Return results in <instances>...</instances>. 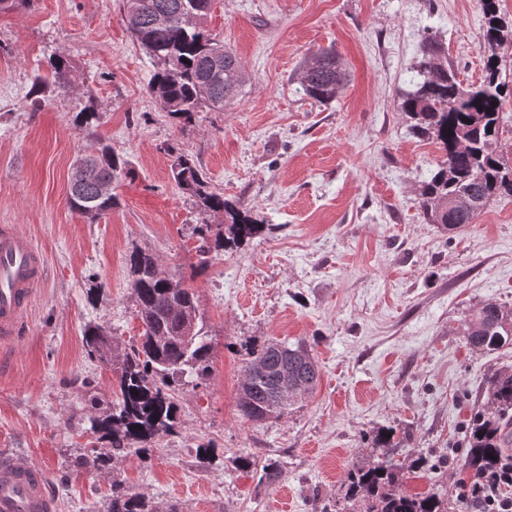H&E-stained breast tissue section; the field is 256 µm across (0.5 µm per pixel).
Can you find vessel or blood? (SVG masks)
<instances>
[{
    "mask_svg": "<svg viewBox=\"0 0 512 512\" xmlns=\"http://www.w3.org/2000/svg\"><path fill=\"white\" fill-rule=\"evenodd\" d=\"M44 268L28 236L10 225L0 227L1 344L18 339ZM0 512H57L45 473L14 454H0Z\"/></svg>",
    "mask_w": 512,
    "mask_h": 512,
    "instance_id": "obj_1",
    "label": "vessel or blood"
}]
</instances>
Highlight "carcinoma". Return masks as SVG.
I'll return each mask as SVG.
<instances>
[{"mask_svg": "<svg viewBox=\"0 0 512 512\" xmlns=\"http://www.w3.org/2000/svg\"><path fill=\"white\" fill-rule=\"evenodd\" d=\"M138 14L124 25L148 51L159 49L169 57L148 85L150 93H160L158 101L168 116L190 123L204 106L224 108L226 95L238 91L246 74L237 57L224 44L211 38L201 25H188L181 12L202 10L206 17L215 0H140ZM485 18L484 45L488 55L484 74L477 85L463 86L456 70L448 65V55L436 40H423L421 56L414 63L409 88L400 92L398 108L409 121L412 133L435 143L442 152L428 180L420 188V207L431 224L455 231L474 220L493 202L512 198V155L503 151V135L512 134L502 106L512 95V74L507 69L505 48H512V28L498 14L496 0H481ZM159 14L171 16L169 24H156ZM224 51V67L210 68L211 54ZM345 73L331 52L321 53L303 70L300 84L308 98L327 104L343 86ZM67 62L50 61V77L33 82V101L41 96L63 93L71 87ZM171 175L178 189L193 201L202 222L198 227L197 267L207 264L212 252L224 251L248 242L263 226L224 198L194 157L174 147ZM84 178L70 186L69 207L96 220L117 206L118 198L102 191L105 183L116 184L133 176L128 162L107 146L82 158ZM226 214L229 224H212L209 217ZM129 270L135 312L142 325L136 344L119 353L106 327L88 324L83 340L90 359L111 365L116 372L118 392L104 402L93 397L95 411L91 430L110 440L112 452L89 448L77 464L103 471L113 458L155 447L173 433L177 423V397L182 386L207 377L213 346L204 331L202 315L193 289L183 282L173 286L162 275L157 255L134 249L129 254ZM466 344L490 353L512 347V309L483 302L469 314L463 329ZM247 362L238 384L236 409L245 420L260 423L277 419L317 389L321 371L304 343H253L246 347ZM288 365V374L301 386L299 396L284 398L280 386L267 373L279 364ZM489 409L476 414L465 431L466 474L480 477L506 450L512 422V368H495L486 386ZM393 437L382 433L375 447L383 449L378 461L348 474L344 498L351 512H448V491L436 490L413 496L403 489V467L393 459ZM107 512H158L150 498L131 493L121 483H112Z\"/></svg>", "mask_w": 512, "mask_h": 512, "instance_id": "obj_1", "label": "carcinoma"}]
</instances>
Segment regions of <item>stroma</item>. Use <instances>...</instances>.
<instances>
[{
  "instance_id": "obj_1",
  "label": "stroma",
  "mask_w": 512,
  "mask_h": 512,
  "mask_svg": "<svg viewBox=\"0 0 512 512\" xmlns=\"http://www.w3.org/2000/svg\"><path fill=\"white\" fill-rule=\"evenodd\" d=\"M122 13L123 0L0 11V225H17L45 259L20 342L0 345V451L45 470L58 512H105L116 479L160 512L172 501L181 512H341L348 472L376 460L374 438L390 431L405 491L434 487L416 460L449 457V512H463L466 426L486 406L490 371L512 366V348L470 349L463 325L487 301L512 309V199L459 233L427 223L419 189L440 152L410 132L398 95L428 34L463 84L481 80L480 0H215L204 28L246 82L186 126L148 93L159 64ZM325 49L346 83L322 105L299 79ZM58 55L72 89L33 104L34 74ZM87 106L99 120L86 129L76 115ZM101 143L135 176L92 222L67 191L77 158ZM170 144L267 226L201 270V217L170 176ZM136 248L194 290L212 370L180 392L160 445L90 471L72 463L97 444L88 398H112L116 377L87 359L82 332L103 325L122 349L140 336L126 265ZM268 340L311 346L321 377L287 415L253 424L236 394L246 346ZM246 452L275 463L278 479L243 470Z\"/></svg>"
}]
</instances>
